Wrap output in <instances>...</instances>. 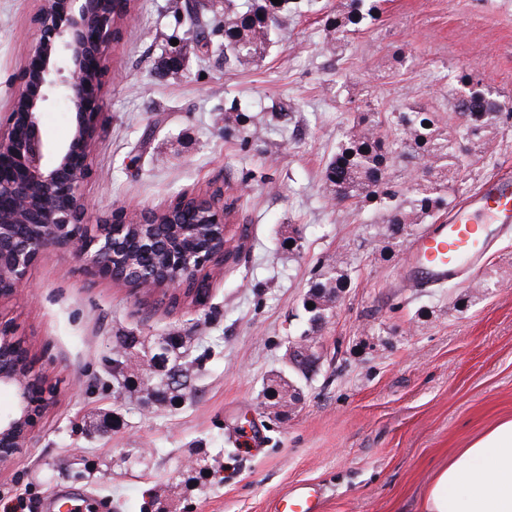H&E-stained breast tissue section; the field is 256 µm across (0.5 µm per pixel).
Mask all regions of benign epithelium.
Here are the masks:
<instances>
[{
  "mask_svg": "<svg viewBox=\"0 0 512 512\" xmlns=\"http://www.w3.org/2000/svg\"><path fill=\"white\" fill-rule=\"evenodd\" d=\"M131 0H39L34 15V44L16 76L9 112L0 116V297L15 293L31 266L48 249L65 252L94 279L112 277L117 243L136 230L141 252L159 251L156 227L170 225L190 243L179 256L180 270L156 283L136 270L134 291L182 295L190 283L201 288L231 255L224 192L184 194L165 219L155 209L118 207L91 224L80 187L91 174L92 145L102 115L101 90L112 72L109 46L132 17ZM75 113L73 137L58 146L45 137L41 113L52 100ZM328 319L306 336L287 337L285 363L307 376L323 361L322 332ZM0 348L23 353L0 362V387L14 389L13 412L0 417V463L11 461L28 442L55 397V387L13 329L0 323Z\"/></svg>",
  "mask_w": 512,
  "mask_h": 512,
  "instance_id": "obj_1",
  "label": "benign epithelium"
}]
</instances>
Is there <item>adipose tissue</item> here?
Returning <instances> with one entry per match:
<instances>
[{
    "instance_id": "1",
    "label": "adipose tissue",
    "mask_w": 512,
    "mask_h": 512,
    "mask_svg": "<svg viewBox=\"0 0 512 512\" xmlns=\"http://www.w3.org/2000/svg\"><path fill=\"white\" fill-rule=\"evenodd\" d=\"M419 512H512V418L434 470Z\"/></svg>"
}]
</instances>
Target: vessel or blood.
<instances>
[{
  "instance_id": "vessel-or-blood-1",
  "label": "vessel or blood",
  "mask_w": 512,
  "mask_h": 512,
  "mask_svg": "<svg viewBox=\"0 0 512 512\" xmlns=\"http://www.w3.org/2000/svg\"><path fill=\"white\" fill-rule=\"evenodd\" d=\"M512 224V180L486 181L432 232L415 241L403 265L406 283H440L456 279L464 262L480 263L495 243V229ZM315 490L302 484L281 501L282 512H314Z\"/></svg>"
}]
</instances>
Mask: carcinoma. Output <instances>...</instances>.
I'll list each match as a JSON object with an SVG mask.
<instances>
[{"label": "carcinoma", "mask_w": 512, "mask_h": 512, "mask_svg": "<svg viewBox=\"0 0 512 512\" xmlns=\"http://www.w3.org/2000/svg\"><path fill=\"white\" fill-rule=\"evenodd\" d=\"M288 0L275 4L272 0H252L243 8L234 0H224V50L233 61L245 64L265 50L272 41L279 12ZM382 0H351L347 11H338L327 23L329 40L326 50L341 55L348 35L359 31L368 19L374 20L381 11ZM182 12L190 22L189 32L201 37L197 46L202 53L209 52V35L218 27L216 15L203 6L188 7ZM462 91L455 99L456 123L443 124L433 113L421 108L386 112L377 118H363L345 140L336 147L335 156L329 161L324 180L338 204L366 205L384 211L389 238L402 243L423 224H432L442 211L456 207L455 197L448 191V174L457 175L468 167L462 143L490 147L491 134L502 121L512 119V111H503L498 100L489 92L478 88L470 73L457 78ZM430 126H425L424 122ZM405 160L419 165L422 176L410 182H398L387 176L390 163ZM137 257L139 267L156 271L159 275L173 273L164 257L136 256V237L126 234L125 247L116 261L117 280L126 285L133 283L131 274L125 272L124 262ZM349 261L346 255L336 254L330 263L322 264L312 278L304 303L306 322L315 321L328 304L347 287ZM164 356L169 361L165 370L156 372L153 387L145 386L142 373L153 368L146 352L133 355L121 339L112 353L114 361L122 364L123 388L132 387L146 393L152 409H165L183 399L192 391V378L197 375L200 358H190L175 344L169 345ZM274 408L275 417L288 414V394L275 388L263 392Z\"/></svg>", "instance_id": "obj_1"}]
</instances>
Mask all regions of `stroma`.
<instances>
[{
    "label": "stroma",
    "mask_w": 512,
    "mask_h": 512,
    "mask_svg": "<svg viewBox=\"0 0 512 512\" xmlns=\"http://www.w3.org/2000/svg\"><path fill=\"white\" fill-rule=\"evenodd\" d=\"M175 0H133V21L110 48L102 126L84 182L91 218L156 208L223 184L237 261L198 305L176 308L90 279L69 254L46 251L26 285L0 300V321L35 354L55 403L26 447L0 467V508L52 512L61 490L84 512H279L298 484L319 512H417L433 471L500 420L512 418V227L456 281L406 286L409 243L388 247L373 208L333 205L323 171L369 107L414 105L448 120L456 76L472 73L512 110V0H384L342 55L325 51V20L350 0H289L263 57L239 65L202 55ZM38 0H0V114L32 46ZM178 77L165 75L170 56ZM248 131L225 123L231 103ZM512 174V120L494 152L452 184L465 200ZM303 229V247L282 245ZM347 255L351 283L324 336L320 370L278 420L263 404L284 367L286 339L321 260ZM479 291H472L476 281ZM181 327L201 357L192 396L155 413L139 394L115 397L104 360L118 338L142 344ZM217 474L193 479L196 459Z\"/></svg>",
    "instance_id": "35a3bbf8"
}]
</instances>
